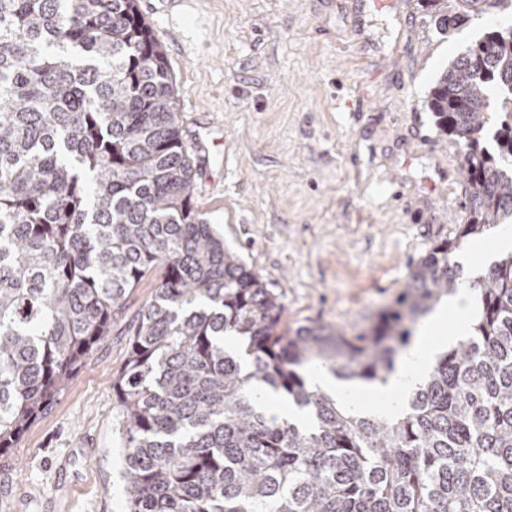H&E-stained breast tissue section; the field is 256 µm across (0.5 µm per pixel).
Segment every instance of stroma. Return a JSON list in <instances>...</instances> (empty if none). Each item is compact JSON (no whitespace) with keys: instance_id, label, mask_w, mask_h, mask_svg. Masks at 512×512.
Here are the masks:
<instances>
[{"instance_id":"1","label":"stroma","mask_w":512,"mask_h":512,"mask_svg":"<svg viewBox=\"0 0 512 512\" xmlns=\"http://www.w3.org/2000/svg\"><path fill=\"white\" fill-rule=\"evenodd\" d=\"M176 80L195 201L276 293L284 325L364 333L465 218L463 148L428 92L490 13L439 35L418 0H138ZM361 101L350 112L347 100ZM396 182L397 199L385 196ZM159 275L0 456V512H125L112 381Z\"/></svg>"}]
</instances>
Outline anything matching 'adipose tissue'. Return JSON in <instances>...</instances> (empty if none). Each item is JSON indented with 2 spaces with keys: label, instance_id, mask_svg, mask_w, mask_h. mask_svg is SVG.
I'll list each match as a JSON object with an SVG mask.
<instances>
[{
  "label": "adipose tissue",
  "instance_id": "ef3b65f1",
  "mask_svg": "<svg viewBox=\"0 0 512 512\" xmlns=\"http://www.w3.org/2000/svg\"><path fill=\"white\" fill-rule=\"evenodd\" d=\"M470 309V293L468 289L462 288L427 316L418 330L414 344L403 353L397 371L388 384L364 386L354 380L337 378L323 369L312 373L311 382L360 414L368 413L370 405L375 401L405 398L427 374L437 354L447 348L448 344L465 338L467 328L463 325L452 333H442L441 327L449 312L466 313Z\"/></svg>",
  "mask_w": 512,
  "mask_h": 512
}]
</instances>
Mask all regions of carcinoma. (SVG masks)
<instances>
[{
    "label": "carcinoma",
    "mask_w": 512,
    "mask_h": 512,
    "mask_svg": "<svg viewBox=\"0 0 512 512\" xmlns=\"http://www.w3.org/2000/svg\"><path fill=\"white\" fill-rule=\"evenodd\" d=\"M421 2L442 36L512 12ZM426 108L463 142L465 222L363 334L281 333L278 295L196 205L176 82L137 0H0V453L159 269L112 382L126 512H512V254L469 282L473 336L397 414H353L302 374L317 361L387 383L412 326L460 286L450 255L512 224V25L457 56ZM262 388L307 408L310 426L263 411Z\"/></svg>",
    "instance_id": "1"
}]
</instances>
